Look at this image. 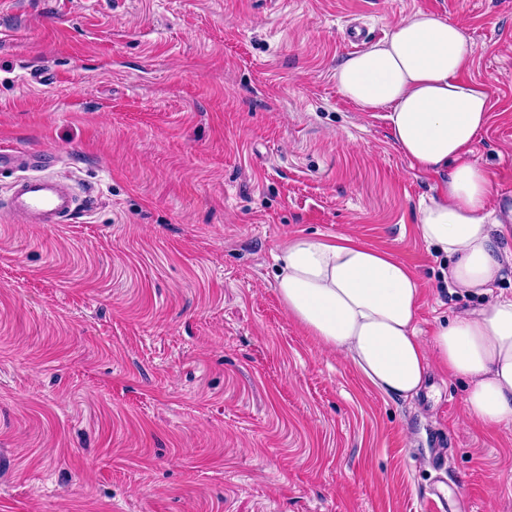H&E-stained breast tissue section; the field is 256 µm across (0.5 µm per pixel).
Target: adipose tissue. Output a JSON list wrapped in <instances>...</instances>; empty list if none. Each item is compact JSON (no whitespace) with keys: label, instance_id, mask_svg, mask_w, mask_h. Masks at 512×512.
<instances>
[{"label":"adipose tissue","instance_id":"adipose-tissue-1","mask_svg":"<svg viewBox=\"0 0 512 512\" xmlns=\"http://www.w3.org/2000/svg\"><path fill=\"white\" fill-rule=\"evenodd\" d=\"M473 52L460 27L419 9L348 57L336 82L362 109L386 111L396 147L417 169H449L437 195L419 203L417 230L452 257L447 284L486 296V303L422 342L417 276L391 253L352 236L295 237L279 257L276 280L289 314L379 392L415 397L436 366L471 379L466 410L495 429L512 422V295L496 291L502 257L512 253V209L495 208L489 174L472 156L490 112L485 90L461 77Z\"/></svg>","mask_w":512,"mask_h":512}]
</instances>
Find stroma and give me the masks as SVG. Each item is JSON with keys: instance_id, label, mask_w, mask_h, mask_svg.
I'll return each instance as SVG.
<instances>
[{"instance_id": "1", "label": "stroma", "mask_w": 512, "mask_h": 512, "mask_svg": "<svg viewBox=\"0 0 512 512\" xmlns=\"http://www.w3.org/2000/svg\"><path fill=\"white\" fill-rule=\"evenodd\" d=\"M418 9L474 45L510 206L512 0H0V147L85 200L0 209V512H512L469 378L386 396L276 290L288 240L348 235L416 273L422 339L482 304L417 231L444 175L336 83L350 21L371 46Z\"/></svg>"}]
</instances>
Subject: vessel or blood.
Instances as JSON below:
<instances>
[{"instance_id":"b4317fda","label":"vessel or blood","mask_w":512,"mask_h":512,"mask_svg":"<svg viewBox=\"0 0 512 512\" xmlns=\"http://www.w3.org/2000/svg\"><path fill=\"white\" fill-rule=\"evenodd\" d=\"M27 154L0 149V169H15L22 176L4 202L6 209L21 224H65L81 206V199L66 182L51 175H29Z\"/></svg>"}]
</instances>
